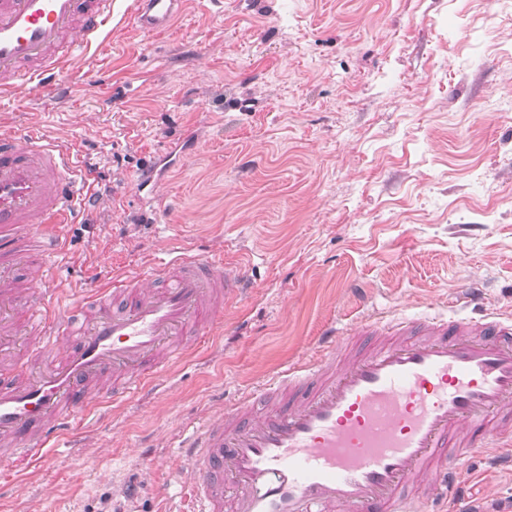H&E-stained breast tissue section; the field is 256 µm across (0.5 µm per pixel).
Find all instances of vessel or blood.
Returning <instances> with one entry per match:
<instances>
[{
	"label": "vessel or blood",
	"mask_w": 512,
	"mask_h": 512,
	"mask_svg": "<svg viewBox=\"0 0 512 512\" xmlns=\"http://www.w3.org/2000/svg\"><path fill=\"white\" fill-rule=\"evenodd\" d=\"M180 7L136 0L132 21L152 33ZM111 18L112 0H0V94L19 83L50 94ZM91 179L72 144L0 129V335L26 315V335L54 355L29 376L0 380V445L22 460L64 446L73 413L129 399L185 361L242 285L240 267L178 244L144 276L87 283L84 316L56 322L50 261L63 250L61 225L91 199ZM32 224L43 233L30 234ZM28 264L44 303L24 313L18 271ZM361 330L371 339L346 363L326 331L315 356L192 425L178 447L196 474L194 512H422L414 484L457 498L460 449L512 446L498 425L512 414L511 316H368Z\"/></svg>",
	"instance_id": "obj_1"
}]
</instances>
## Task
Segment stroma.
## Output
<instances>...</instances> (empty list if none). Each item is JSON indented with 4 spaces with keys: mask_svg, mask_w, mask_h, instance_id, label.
Here are the masks:
<instances>
[{
    "mask_svg": "<svg viewBox=\"0 0 512 512\" xmlns=\"http://www.w3.org/2000/svg\"><path fill=\"white\" fill-rule=\"evenodd\" d=\"M113 0L55 97L0 101L96 171L58 274L142 273L177 234L244 263L224 330L158 387L75 413V437L23 467L0 449V512H187L175 442L374 310L447 311L483 289L512 314V0H183L146 34ZM189 154L137 184L182 133ZM470 512H512V470L458 458Z\"/></svg>",
    "mask_w": 512,
    "mask_h": 512,
    "instance_id": "35a3bbf8",
    "label": "stroma"
}]
</instances>
